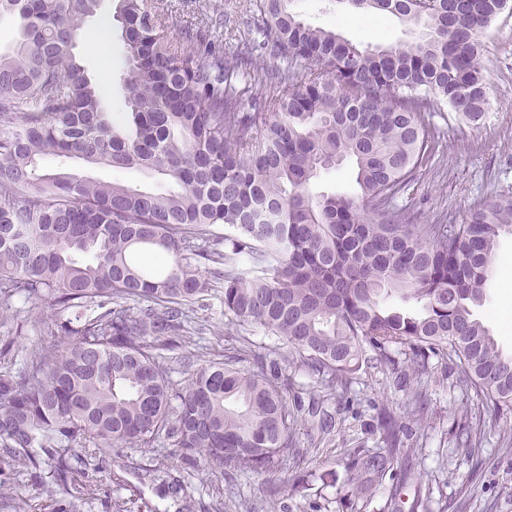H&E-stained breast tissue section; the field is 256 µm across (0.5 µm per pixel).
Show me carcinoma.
<instances>
[{"instance_id": "obj_1", "label": "carcinoma", "mask_w": 512, "mask_h": 512, "mask_svg": "<svg viewBox=\"0 0 512 512\" xmlns=\"http://www.w3.org/2000/svg\"><path fill=\"white\" fill-rule=\"evenodd\" d=\"M102 2L0 0L19 30L0 53V311H56L23 359L0 348L10 512H27L23 478L46 471V493L69 495L57 512H79L114 447L167 445L221 474L281 472L297 417L276 361L248 344L172 379L174 337L187 343L215 283L228 323L295 350L325 390L369 351L387 368L404 356L417 376L439 355L478 401L512 406V354L475 314L512 229V196L482 201L462 224H409L397 209L435 136L434 103L483 118V35L509 0H336L418 30L375 50L305 23L295 0H256L263 40L232 64L204 29L171 38L155 0H110L128 57L118 122L74 53ZM267 44L283 67L257 66ZM71 159L165 187L78 176ZM345 161L353 190L311 191ZM141 249L155 271L132 262ZM250 358L270 371L246 368ZM379 429L385 453L349 462L355 499L406 452L408 427L391 411ZM173 470L161 462L145 475L174 493Z\"/></svg>"}]
</instances>
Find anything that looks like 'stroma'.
<instances>
[{
	"label": "stroma",
	"mask_w": 512,
	"mask_h": 512,
	"mask_svg": "<svg viewBox=\"0 0 512 512\" xmlns=\"http://www.w3.org/2000/svg\"><path fill=\"white\" fill-rule=\"evenodd\" d=\"M157 5L167 14L174 37L223 14V25L210 27L209 38L228 58L242 41L258 36L251 24L253 0H157ZM297 9L306 22L338 28L363 48L411 38L397 19L385 17L369 26L337 0H299ZM109 18L104 11L85 21L75 53L103 89L109 112L118 113L125 109L119 77L127 56L121 31L109 25ZM484 42L488 110L481 122L471 124L454 117L445 103H435L429 120L440 138L398 201L408 222L430 224L442 216L461 224L481 200L512 195V11L491 25ZM494 266L486 301L476 313L500 348L511 354L512 276L505 270L512 267V233L501 236ZM198 317L206 322V331L195 345L180 350L189 365L233 354L240 338L224 317L219 295H212ZM249 339L257 352H274L288 379L289 404L298 411L293 432L297 452L283 470L265 482L252 474L228 478L188 466L182 490L164 496L138 473L168 456V449L126 448L118 455L106 454L94 478V493L82 502L81 512H115L119 506L129 512H210L219 500L224 512H512V410L497 412L478 402L455 363L430 358L426 373L416 377L377 367L372 360L363 362L323 403L331 427L322 432L318 418L308 413L317 390L308 369L291 361L288 351L262 329H253ZM420 395L426 400L424 423L405 439L408 455L395 461L392 477L370 498L346 499L350 454L378 452L384 446L377 429L380 409L408 423Z\"/></svg>",
	"instance_id": "35a3bbf8"
}]
</instances>
